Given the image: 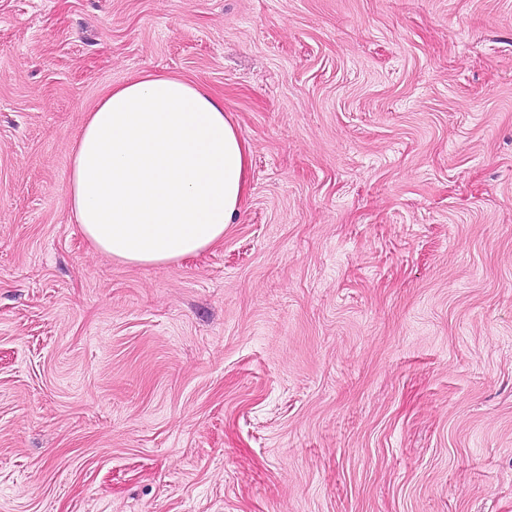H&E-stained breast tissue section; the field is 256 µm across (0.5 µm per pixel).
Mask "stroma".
<instances>
[{
	"mask_svg": "<svg viewBox=\"0 0 512 512\" xmlns=\"http://www.w3.org/2000/svg\"><path fill=\"white\" fill-rule=\"evenodd\" d=\"M149 73L251 191L134 265L67 182ZM0 512H512V0H0Z\"/></svg>",
	"mask_w": 512,
	"mask_h": 512,
	"instance_id": "1",
	"label": "stroma"
}]
</instances>
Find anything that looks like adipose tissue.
Masks as SVG:
<instances>
[{
	"label": "adipose tissue",
	"mask_w": 512,
	"mask_h": 512,
	"mask_svg": "<svg viewBox=\"0 0 512 512\" xmlns=\"http://www.w3.org/2000/svg\"><path fill=\"white\" fill-rule=\"evenodd\" d=\"M250 148L223 101L180 77L113 86L71 148L70 210L93 249L134 265L215 247L248 193Z\"/></svg>",
	"instance_id": "obj_1"
}]
</instances>
